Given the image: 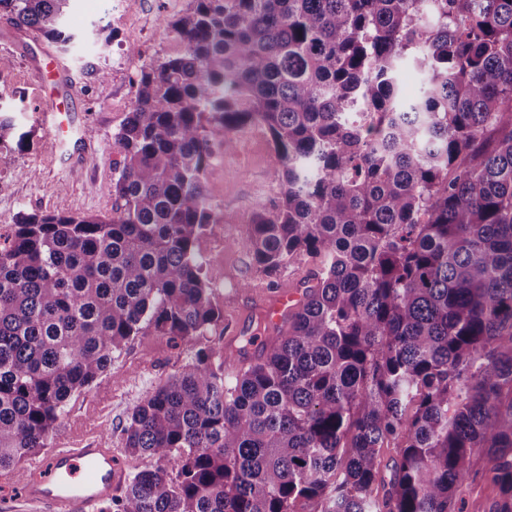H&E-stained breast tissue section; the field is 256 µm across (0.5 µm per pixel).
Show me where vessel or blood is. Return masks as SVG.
Segmentation results:
<instances>
[{
    "mask_svg": "<svg viewBox=\"0 0 512 512\" xmlns=\"http://www.w3.org/2000/svg\"><path fill=\"white\" fill-rule=\"evenodd\" d=\"M43 81L49 82L54 101L44 113L46 125L69 136L72 144L85 143L74 98L65 86L71 75L53 53L44 52L38 64ZM301 295L285 289L262 298L257 306L264 323L271 328L285 324L298 306ZM126 473L114 450L98 442H81L53 449L44 463L20 477L26 512H100V506L114 496Z\"/></svg>",
    "mask_w": 512,
    "mask_h": 512,
    "instance_id": "obj_1",
    "label": "vessel or blood"
}]
</instances>
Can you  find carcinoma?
I'll use <instances>...</instances> for the list:
<instances>
[{"instance_id": "carcinoma-1", "label": "carcinoma", "mask_w": 512, "mask_h": 512, "mask_svg": "<svg viewBox=\"0 0 512 512\" xmlns=\"http://www.w3.org/2000/svg\"><path fill=\"white\" fill-rule=\"evenodd\" d=\"M70 2L0 14L65 48ZM167 28L181 49L141 66L114 135L112 215L0 234V469L150 333L196 351L132 410L125 451L174 467L117 512H463L473 474L512 512V0H191ZM253 126L279 192L228 245L268 278L317 265L238 367L197 346L224 322L197 245L227 222L216 153ZM29 140L0 101V150Z\"/></svg>"}]
</instances>
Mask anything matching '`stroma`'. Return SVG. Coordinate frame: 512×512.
I'll return each mask as SVG.
<instances>
[{
    "mask_svg": "<svg viewBox=\"0 0 512 512\" xmlns=\"http://www.w3.org/2000/svg\"><path fill=\"white\" fill-rule=\"evenodd\" d=\"M189 7L190 0H72L67 25L84 41L63 56L77 83L78 110L85 126L94 131L93 150L77 167L60 158L54 133L41 119L46 102L35 61L47 40L0 15V97L20 103L18 119L32 132L24 150L0 152L1 234L9 232L23 210L111 214L112 169L122 160L114 135L133 107V81L144 60L178 50L167 23ZM99 27L112 32L110 44L95 42L94 31ZM131 45L137 47L136 55L127 54ZM270 153L266 134L237 138L226 155L223 175L207 178L210 198L222 203L230 221L211 226L198 243L225 323L224 329L205 336V343L223 344L226 327L245 309L250 312L251 334L277 341L278 332L268 330L254 313L256 301L282 288L302 287L314 269L313 261L302 256L271 280L252 266L244 251L228 245L244 233L259 206L279 192ZM243 280L248 281V289H240ZM192 353V347L174 346L162 336L147 334L130 340L113 359L103 384L70 399L49 448L68 445L77 437L96 438L118 451L127 475L154 468L156 459L124 452L122 429L132 409Z\"/></svg>",
    "mask_w": 512,
    "mask_h": 512,
    "instance_id": "35a3bbf8",
    "label": "stroma"
}]
</instances>
